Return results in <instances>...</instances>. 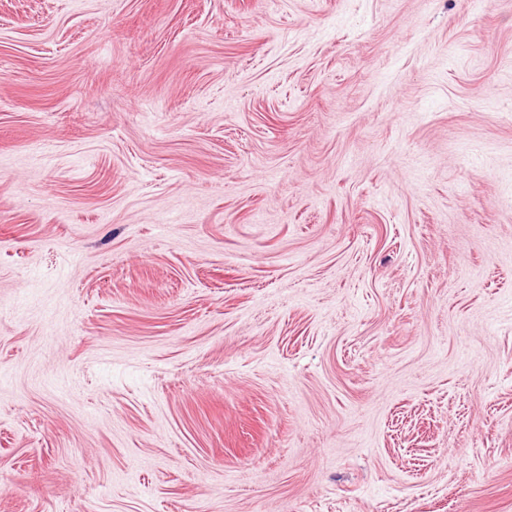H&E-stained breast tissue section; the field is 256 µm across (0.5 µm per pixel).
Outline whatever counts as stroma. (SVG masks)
I'll return each instance as SVG.
<instances>
[{"mask_svg":"<svg viewBox=\"0 0 512 512\" xmlns=\"http://www.w3.org/2000/svg\"><path fill=\"white\" fill-rule=\"evenodd\" d=\"M0 512H512V0H0Z\"/></svg>","mask_w":512,"mask_h":512,"instance_id":"obj_1","label":"stroma"}]
</instances>
